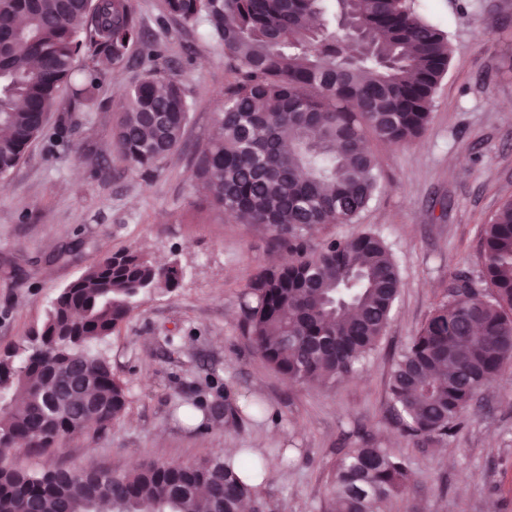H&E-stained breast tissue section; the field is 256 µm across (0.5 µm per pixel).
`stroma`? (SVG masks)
I'll list each match as a JSON object with an SVG mask.
<instances>
[{"mask_svg":"<svg viewBox=\"0 0 512 512\" xmlns=\"http://www.w3.org/2000/svg\"><path fill=\"white\" fill-rule=\"evenodd\" d=\"M146 41L123 68L99 59L100 107L71 113L64 137L32 142L0 178V358L23 351L60 288L105 253L133 246L176 264L177 286L138 295L99 344L125 385L120 418L9 457L23 470L124 471L152 460L192 464L228 448L267 458L260 512H332L337 460L369 441L407 457L412 479L391 512H512V364L476 398L444 444L395 425L388 381L395 359L449 278L478 270L485 224L512 199V0H419L452 44L430 119L409 144L367 134L381 189L355 224H328L309 245L368 228L390 246L401 277L386 332L355 376L305 385L273 371L239 329L245 284L286 256L266 230L210 208L192 180L222 92L234 75L222 46L164 17L162 0H132ZM183 84L191 120L178 149L143 174L112 145L120 92L154 47ZM266 405L262 418L242 411Z\"/></svg>","mask_w":512,"mask_h":512,"instance_id":"stroma-1","label":"stroma"}]
</instances>
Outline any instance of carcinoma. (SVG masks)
<instances>
[{
    "label": "carcinoma",
    "instance_id": "1",
    "mask_svg": "<svg viewBox=\"0 0 512 512\" xmlns=\"http://www.w3.org/2000/svg\"><path fill=\"white\" fill-rule=\"evenodd\" d=\"M162 9L187 28L205 25L236 75L196 156L195 183L214 209L248 215L289 253L246 285L241 329L277 373L333 385L376 349L401 279L371 230L316 248L305 234L353 224L369 207L380 176L364 135L401 146L420 134L448 71V34L414 0H163ZM142 38L131 0H0V177L44 134L60 99L70 110L97 101L98 55L122 67ZM189 114L183 86L160 80L150 61L121 104L114 149L149 173L178 147ZM178 279L176 265L125 249L62 288L21 365L0 359V443L46 451L63 436L119 418L126 388L92 345L112 334L141 290L173 288ZM510 361L512 200L485 227L480 273L448 280L447 300L395 360V423L413 438L448 439L475 392ZM72 374L94 392V412L81 394H60ZM251 470L248 457L153 463L113 471L93 490L67 471L0 462V512H92L96 495L120 512H199L202 488L206 512H240L254 495L241 477ZM410 481L406 457L365 444L336 463L330 495L336 512H382Z\"/></svg>",
    "mask_w": 512,
    "mask_h": 512
}]
</instances>
